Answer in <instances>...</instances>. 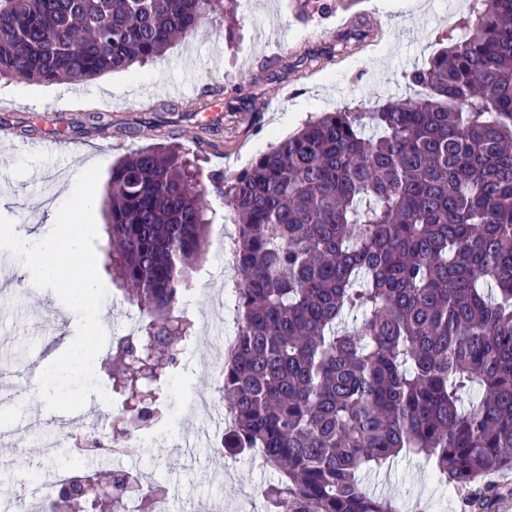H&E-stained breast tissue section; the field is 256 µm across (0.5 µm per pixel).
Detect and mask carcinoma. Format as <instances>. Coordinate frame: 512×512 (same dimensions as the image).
<instances>
[{
	"label": "carcinoma",
	"instance_id": "1",
	"mask_svg": "<svg viewBox=\"0 0 512 512\" xmlns=\"http://www.w3.org/2000/svg\"><path fill=\"white\" fill-rule=\"evenodd\" d=\"M239 0H0V78L83 82L159 57ZM352 0H297L327 17ZM475 22L406 75L414 96L305 121L213 179L237 234L240 316L214 390L230 421L213 448L261 455L267 512H395L361 474L402 451L490 512L512 470V0H472ZM359 22L336 53L372 35ZM207 201L176 151L112 166L106 260L145 316L103 360L122 411L103 440L165 410L194 324L181 306L206 252ZM74 475L42 512H155L166 488L110 467Z\"/></svg>",
	"mask_w": 512,
	"mask_h": 512
}]
</instances>
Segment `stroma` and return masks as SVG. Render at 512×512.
Here are the masks:
<instances>
[{
	"label": "stroma",
	"mask_w": 512,
	"mask_h": 512,
	"mask_svg": "<svg viewBox=\"0 0 512 512\" xmlns=\"http://www.w3.org/2000/svg\"><path fill=\"white\" fill-rule=\"evenodd\" d=\"M470 0H357L350 11L326 18H298L293 0H240L233 39L224 37V18L211 16L195 38L172 43L164 55L126 72H114L81 84L0 81V228L10 239L0 244V361L13 367L15 399L0 406V504L16 488L39 474L65 465V458L41 460L46 434L64 438L49 426L51 416L74 425L92 423L103 413L97 389H111L102 371L80 374L66 386L67 404L34 391L28 367L33 358L50 359L82 345L85 338L123 336L138 310L125 300L105 266L107 242L104 207L76 213L70 224L82 236L79 254L69 259L73 278H94L104 306L102 322L83 333L63 317L71 296L65 281H44L23 272L13 243L28 240L46 203L41 180L54 183L90 166L92 192L106 197L113 163L130 152L158 144L173 146L189 159L200 189L210 195L209 246L196 273L198 296L183 303L195 323L196 340L183 388L169 391L165 404L179 417L171 434L127 457L126 465L166 486L172 512H203L223 504L224 512H265L263 490L277 478L255 455L221 458L209 439H198L202 417L192 414L198 396L214 399L213 367L237 332L238 315L230 292L232 266L225 243L235 236L229 211L211 196L210 178L234 174L304 121L349 105L364 110L410 95L405 76L441 46L443 37L465 33ZM377 23L368 45L336 55V36L351 20ZM276 31L281 46L269 50L263 30ZM195 60L188 74L186 57ZM316 58L306 75L302 61ZM104 111L111 128L99 129L88 109ZM65 133L70 151L57 156L38 149L39 139ZM367 492L390 498L399 512H461L460 499L438 482L422 458L402 455L380 469L365 472Z\"/></svg>",
	"instance_id": "1"
}]
</instances>
